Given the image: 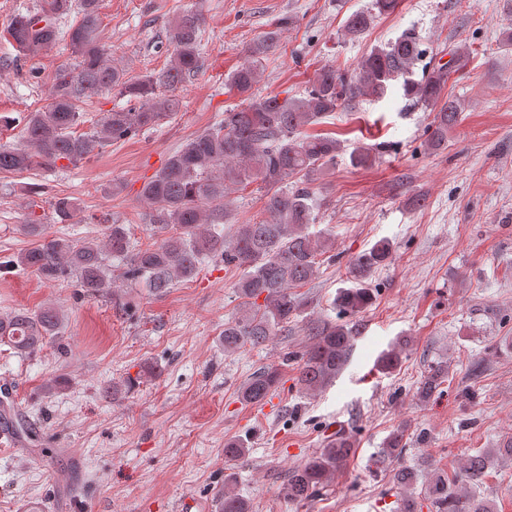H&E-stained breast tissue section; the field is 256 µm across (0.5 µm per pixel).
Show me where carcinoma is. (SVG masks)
<instances>
[{"instance_id": "obj_1", "label": "carcinoma", "mask_w": 512, "mask_h": 512, "mask_svg": "<svg viewBox=\"0 0 512 512\" xmlns=\"http://www.w3.org/2000/svg\"><path fill=\"white\" fill-rule=\"evenodd\" d=\"M101 0H80V20L66 27L62 22L73 0H41L39 8L17 14L8 37L27 55L62 40L78 57L75 64L59 66L52 77L51 102L26 116L22 148L0 147V173L39 171L52 173L76 167L114 143L134 137L144 128L157 127L180 111L174 94L187 75L202 63L201 28L204 15L189 8L175 18L168 30L169 61L160 70L137 78L108 64L101 42ZM398 0H372L370 10L347 19L346 31L360 35L373 13L385 14ZM278 46V33L271 30L244 50L243 61L226 80L240 103L224 112V118L188 139L169 154L163 168L140 191L150 205L149 223L163 237L140 249L133 245L124 224H107L105 241L69 235L46 239L39 246L1 261L0 271L30 270L46 281L73 280L89 297H103L113 288L112 268L133 288L157 292L175 279L194 277L202 262L220 259L243 269L236 283L242 299L238 316L224 324V353L250 346L258 348L278 331L288 327L302 312L303 302L293 289L314 280L326 243L321 233L310 231L317 206L314 184L336 164L340 144L331 136L310 135L304 127L318 124L341 106L360 98L381 99L398 85L405 98L435 112L428 142L436 148L448 141V129L458 124L463 106L450 96L442 97L452 67L466 65L468 52L454 51L453 65H439L422 79L413 78V68L425 51L413 32H405L367 53L351 75L332 66L319 69L300 97H257L253 87L259 66ZM115 93L138 103L129 109H114L92 130L76 133L82 123L80 106L106 93ZM257 185L267 218L239 224L231 236L224 235V209L231 189ZM54 213L69 224L80 212L79 203L58 197ZM389 242L380 241L351 264L353 286L338 290L334 308L342 316L368 308L377 289L370 287V274L389 265ZM58 308L46 306L36 312L17 310L0 315V345L20 357L42 350L62 326ZM314 343L301 356L297 383L302 391H321L343 370L357 329L346 322L317 320L308 324ZM407 341L396 339L382 351L376 366L384 373L398 367L406 354ZM448 381V366L427 365L413 397L424 403ZM281 382L279 369L257 371L240 389L242 402L264 403ZM408 429L399 425L384 441L380 456L398 459L406 448ZM350 438L338 434L288 474V497L304 501L327 486L337 469L351 456ZM512 460V434L503 437L488 453L469 457L460 473L449 477L440 469L423 473L402 467L394 474L403 490L396 512H493L491 502L478 495L487 470L496 460ZM220 512H249L245 500L224 490Z\"/></svg>"}]
</instances>
